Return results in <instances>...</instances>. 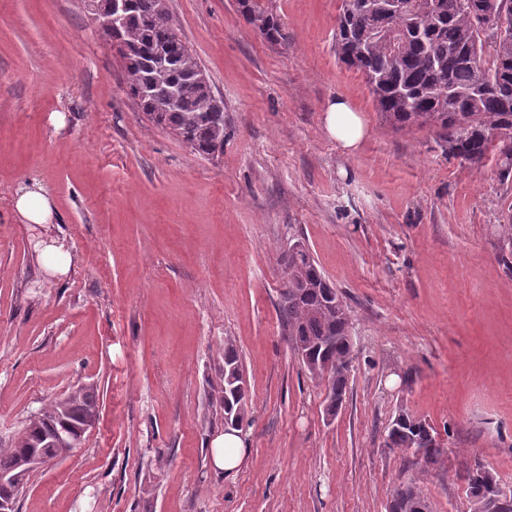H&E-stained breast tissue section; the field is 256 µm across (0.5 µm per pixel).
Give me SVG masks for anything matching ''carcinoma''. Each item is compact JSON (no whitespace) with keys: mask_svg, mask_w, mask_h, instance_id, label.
Masks as SVG:
<instances>
[{"mask_svg":"<svg viewBox=\"0 0 512 512\" xmlns=\"http://www.w3.org/2000/svg\"><path fill=\"white\" fill-rule=\"evenodd\" d=\"M408 7L390 10V0H342L336 20L338 60L361 73L376 111L395 130L430 128L437 132L448 157L481 167L492 154L501 175L512 173V0H405ZM251 28L271 44L284 40L279 17L257 0H237ZM489 10L497 13L506 35L481 37L476 21ZM132 50L123 58L128 95L158 126L174 132L193 152L209 156L224 149V121L212 117V98L195 85L199 62L181 36L168 0H132L120 28ZM165 48V75L181 87L180 103L172 111H156L139 93L158 75L152 55ZM280 314L289 342L312 378L327 381L326 410L334 415L345 398L352 363L350 311L309 253L288 255ZM220 404L230 420L243 424L247 388L238 351L224 340V386ZM96 402L91 390L78 388L49 402L41 418L29 424L6 448H0V473L17 468L29 448L51 456L62 448L44 446V435L60 417L78 424ZM430 427L405 409L391 422L390 448H416ZM465 479L471 512H500L494 496L499 479L477 462ZM391 512H431V505L414 482L395 489Z\"/></svg>","mask_w":512,"mask_h":512,"instance_id":"obj_1","label":"carcinoma"}]
</instances>
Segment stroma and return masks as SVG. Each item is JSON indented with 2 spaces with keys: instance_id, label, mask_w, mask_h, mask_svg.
Listing matches in <instances>:
<instances>
[{
  "instance_id": "1",
  "label": "stroma",
  "mask_w": 512,
  "mask_h": 512,
  "mask_svg": "<svg viewBox=\"0 0 512 512\" xmlns=\"http://www.w3.org/2000/svg\"><path fill=\"white\" fill-rule=\"evenodd\" d=\"M261 3L284 43L236 0H169L224 101L211 159L138 108L83 0H0V446L72 389L97 404L73 454L25 480L18 512H387L411 481L432 512H469L477 461L512 491V178L384 121L336 58L341 0ZM336 97L367 127L350 155L324 127ZM33 180L52 223L13 208ZM298 241L350 310L333 417L279 314ZM51 242L66 273L44 265ZM228 339L250 399L231 477L211 460ZM402 408L434 430L436 463L387 447ZM238 9L251 28L271 44L284 40L279 17L268 8H263L256 0H237Z\"/></svg>"
}]
</instances>
